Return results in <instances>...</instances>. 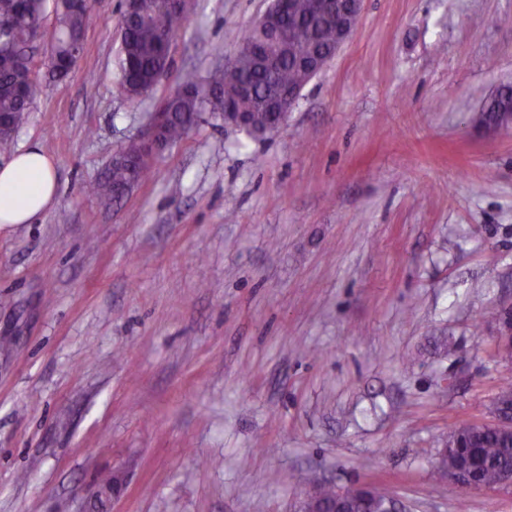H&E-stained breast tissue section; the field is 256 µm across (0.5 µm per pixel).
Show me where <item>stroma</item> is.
<instances>
[{
	"mask_svg": "<svg viewBox=\"0 0 512 512\" xmlns=\"http://www.w3.org/2000/svg\"><path fill=\"white\" fill-rule=\"evenodd\" d=\"M270 0H195L141 100L117 79L121 0H92L70 74L46 62L13 143L57 196L0 228V512H302L379 485L407 512H512L438 471L492 420L512 361V0H364L351 39L262 137L204 115L121 200L98 197L185 71L230 64ZM480 112L479 122L487 128L497 124L499 112L512 113V87H510V93L499 94L497 97L488 100Z\"/></svg>",
	"mask_w": 512,
	"mask_h": 512,
	"instance_id": "35a3bbf8",
	"label": "stroma"
}]
</instances>
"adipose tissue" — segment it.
Segmentation results:
<instances>
[{
    "label": "adipose tissue",
    "instance_id": "obj_1",
    "mask_svg": "<svg viewBox=\"0 0 512 512\" xmlns=\"http://www.w3.org/2000/svg\"><path fill=\"white\" fill-rule=\"evenodd\" d=\"M56 167L40 144L22 146L0 168V226L31 223L56 200Z\"/></svg>",
    "mask_w": 512,
    "mask_h": 512
}]
</instances>
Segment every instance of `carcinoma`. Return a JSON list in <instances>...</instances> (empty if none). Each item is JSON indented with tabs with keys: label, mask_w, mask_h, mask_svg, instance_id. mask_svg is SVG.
<instances>
[{
	"label": "carcinoma",
	"mask_w": 512,
	"mask_h": 512,
	"mask_svg": "<svg viewBox=\"0 0 512 512\" xmlns=\"http://www.w3.org/2000/svg\"><path fill=\"white\" fill-rule=\"evenodd\" d=\"M291 2L288 28L294 36L288 42V52L269 68L257 67L245 56L238 65L225 68L206 82L194 72H187L181 82L185 96L169 106L172 115L164 129L166 140L172 143L182 140L199 124L202 113H220L224 110V94L239 86L252 91L249 134L263 136L282 124L279 113L264 111L267 97L275 88L286 89L303 83L305 76L297 66V59L313 48H325L336 42L334 25L316 16L317 0ZM50 11L55 15L58 31L51 55L59 61H70L76 47L69 36L87 27L90 3L75 9L67 0H0V114L12 113L20 120L29 110V100L35 97L37 85L21 89L17 79L27 68L29 31L42 24ZM135 16L136 20L122 31L118 55V84L129 94L149 89L154 76L168 62L157 44V34L164 33L173 42L188 20L186 13L170 9L166 0H142V9ZM500 112L512 113V92L487 101L481 109L479 122L491 128L497 124ZM148 172L146 166L132 170L114 166L104 181L91 187V192L118 199L131 180L140 182ZM454 433L474 442L476 447L448 449L440 467L451 470L459 458L473 453L485 484L497 485L512 474V438H504L490 426L469 423L456 427ZM387 500L388 494L375 488L368 504H352L353 512H363L365 508L369 512H383Z\"/></svg>",
	"instance_id": "1"
}]
</instances>
